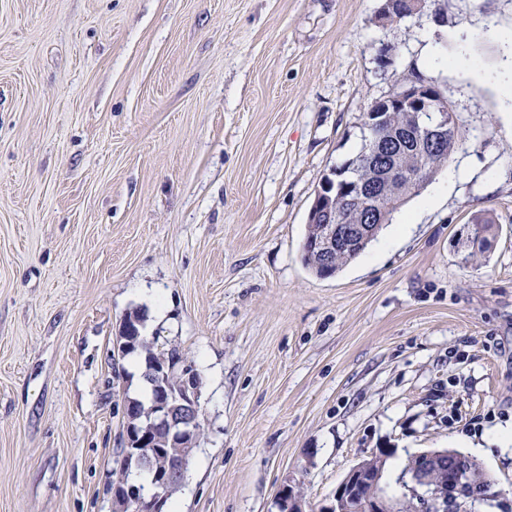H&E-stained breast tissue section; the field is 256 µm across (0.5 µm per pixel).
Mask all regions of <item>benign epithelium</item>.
<instances>
[{"label":"benign epithelium","instance_id":"benign-epithelium-1","mask_svg":"<svg viewBox=\"0 0 512 512\" xmlns=\"http://www.w3.org/2000/svg\"><path fill=\"white\" fill-rule=\"evenodd\" d=\"M384 12L397 9L394 20L414 15L423 10L425 0H385ZM409 112L413 115L419 133L420 147L426 155L437 152L441 134L458 126L453 106L442 89L435 83L422 82L399 84L388 96L376 101L366 113L365 128L375 149L371 155L374 180L365 190L354 192L348 199L354 213L365 215L366 222L351 228L336 224V208L330 195L319 190L315 196L308 223L323 225L320 236L314 240V249L324 260L333 258L338 250L355 246L356 241L373 232L372 224L379 219L380 200L390 196L395 186L409 182L415 174L398 161L391 151L393 134L384 125L385 113ZM138 333L129 323L121 324L116 337L115 350H125L134 342ZM177 372L180 378L176 390L169 389V377ZM156 396L151 409L153 422L162 431H143L135 423L126 421L125 448L122 458L145 466L154 473V491L147 494L125 479L112 483L113 512H165L169 487L187 468L202 432L199 388L201 377L192 364L183 360L174 367L161 360L153 370ZM448 459L447 478L436 479L433 473L441 460ZM413 460L400 480L415 499L419 512L426 509L443 512L458 497L470 493L474 486L476 461L467 456L452 454L445 449H430L410 456ZM369 487V494L359 501L357 489ZM486 508H506L512 503V492L500 488L480 496ZM279 512H306L309 507L304 496L297 491V484L288 480L278 492ZM317 512H394L396 506L379 490L378 474L366 461L352 467L338 483L334 492L316 507Z\"/></svg>","mask_w":512,"mask_h":512}]
</instances>
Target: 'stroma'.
Returning a JSON list of instances; mask_svg holds the SVG:
<instances>
[{"label": "stroma", "mask_w": 512, "mask_h": 512, "mask_svg": "<svg viewBox=\"0 0 512 512\" xmlns=\"http://www.w3.org/2000/svg\"><path fill=\"white\" fill-rule=\"evenodd\" d=\"M383 4L0 0V512H112L134 311L202 378L182 512H278L290 478L316 506L381 448L390 487L411 455L481 444L512 489V0ZM418 76L465 143L316 277L323 177ZM471 225L474 226V238L470 241L472 245L461 250L462 261L465 265H467L478 252L483 253L487 249L488 236L493 226L491 220H484L483 222Z\"/></svg>", "instance_id": "35a3bbf8"}]
</instances>
